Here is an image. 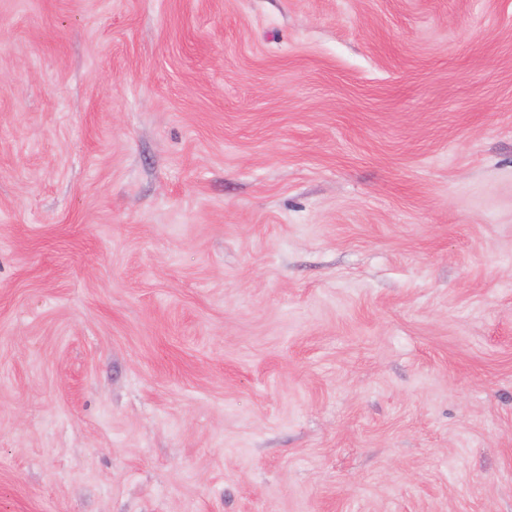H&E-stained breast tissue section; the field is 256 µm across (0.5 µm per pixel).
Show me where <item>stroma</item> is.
Returning a JSON list of instances; mask_svg holds the SVG:
<instances>
[{"label": "stroma", "instance_id": "1", "mask_svg": "<svg viewBox=\"0 0 512 512\" xmlns=\"http://www.w3.org/2000/svg\"><path fill=\"white\" fill-rule=\"evenodd\" d=\"M0 512H512V0H0Z\"/></svg>", "mask_w": 512, "mask_h": 512}]
</instances>
